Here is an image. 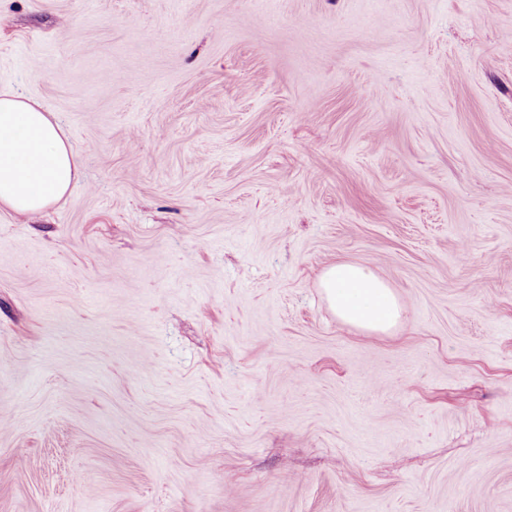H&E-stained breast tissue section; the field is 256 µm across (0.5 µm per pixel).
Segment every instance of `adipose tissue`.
I'll list each match as a JSON object with an SVG mask.
<instances>
[{"instance_id": "obj_1", "label": "adipose tissue", "mask_w": 512, "mask_h": 512, "mask_svg": "<svg viewBox=\"0 0 512 512\" xmlns=\"http://www.w3.org/2000/svg\"><path fill=\"white\" fill-rule=\"evenodd\" d=\"M78 169L54 115L35 100L0 90V210L30 215L60 203ZM318 286L336 318L357 330L387 334L407 318L396 290L367 264L332 263Z\"/></svg>"}]
</instances>
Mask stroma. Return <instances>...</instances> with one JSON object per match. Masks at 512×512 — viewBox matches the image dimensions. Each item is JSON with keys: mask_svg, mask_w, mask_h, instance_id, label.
I'll list each match as a JSON object with an SVG mask.
<instances>
[{"mask_svg": "<svg viewBox=\"0 0 512 512\" xmlns=\"http://www.w3.org/2000/svg\"><path fill=\"white\" fill-rule=\"evenodd\" d=\"M0 88V512H512V0H0ZM78 169L54 115L35 100L0 90V210L30 215L60 203ZM318 288L336 318L357 330L388 334L407 318L396 290L367 264L334 262L321 272Z\"/></svg>", "mask_w": 512, "mask_h": 512, "instance_id": "obj_1", "label": "stroma"}]
</instances>
